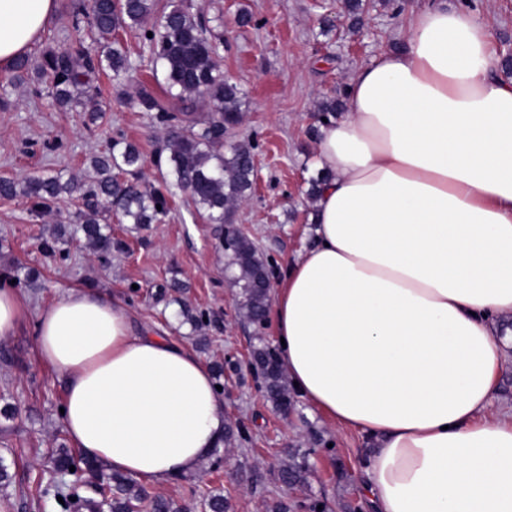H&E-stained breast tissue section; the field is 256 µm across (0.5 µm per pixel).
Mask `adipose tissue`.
<instances>
[{
  "label": "adipose tissue",
  "mask_w": 512,
  "mask_h": 512,
  "mask_svg": "<svg viewBox=\"0 0 512 512\" xmlns=\"http://www.w3.org/2000/svg\"><path fill=\"white\" fill-rule=\"evenodd\" d=\"M57 0H0V69ZM321 128L317 244L278 280L280 362L312 410L375 440L372 512H512V418L491 412L512 316V79L467 7L410 11ZM72 444L152 485L223 447L224 395L184 343L136 331L117 299L69 290L36 315Z\"/></svg>",
  "instance_id": "adipose-tissue-1"
}]
</instances>
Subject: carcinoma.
Here are the masks:
<instances>
[{"instance_id": "carcinoma-1", "label": "carcinoma", "mask_w": 512, "mask_h": 512, "mask_svg": "<svg viewBox=\"0 0 512 512\" xmlns=\"http://www.w3.org/2000/svg\"><path fill=\"white\" fill-rule=\"evenodd\" d=\"M346 16L351 29L363 27L368 4L364 0H345ZM157 0H72L68 24L76 33L68 50L57 54L47 50L44 63L32 66L29 56L21 57L11 68L0 88L5 90L27 80L33 94L45 86L60 107L75 109L83 101H93L99 90L92 75L110 71L112 81L121 88L126 100L144 112L165 131V149L169 155H156V163L169 166L173 183L160 187L139 181L137 173L143 155L139 146L118 135L108 150L95 155L92 167L96 177L78 185L62 174H45L19 184L0 179V196L22 197L31 210H49L65 197L78 195L84 208L77 212L68 229L45 240L42 249L52 255L67 256L68 246L80 241L102 261L112 253V237L105 233L106 224L116 213L126 224L143 226L161 222L169 212L171 187L187 193L197 213L210 224H230L234 208L253 191L254 146L240 142L224 150V130L235 126L246 103V93L235 81L224 76L216 58L221 38L190 10L185 0H170L167 9L153 24ZM136 31L147 45L155 63L162 68L167 84L165 96H157L141 83L129 80L131 63L119 31ZM152 37H147V33ZM346 92L322 100L315 113L317 122L336 115L344 107ZM212 105V112L201 119L196 115V100ZM161 208H156V205ZM224 249V269L230 282L240 288L244 319L253 326L265 323L269 291L265 286L268 267L253 242L234 231ZM254 370L261 378L267 399L280 411L288 410L293 397L276 350L267 344L252 349ZM310 451L289 454L288 463L280 467L279 479L296 487L307 484ZM54 471L73 477L69 485L49 484L43 496L62 497L57 504L61 512H188L176 508L163 497L146 500L143 488L134 479L108 473L103 465L87 457L75 458L67 448H58L50 458ZM75 467L70 471L69 467ZM205 512H230L228 498L221 492L208 495L201 504Z\"/></svg>"}]
</instances>
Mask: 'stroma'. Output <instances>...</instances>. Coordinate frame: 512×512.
<instances>
[{
  "mask_svg": "<svg viewBox=\"0 0 512 512\" xmlns=\"http://www.w3.org/2000/svg\"><path fill=\"white\" fill-rule=\"evenodd\" d=\"M426 0H369L361 32L348 27L341 0H191L194 12L223 34L217 62L241 85L247 98L240 123L227 143H255L259 179L235 213L259 255L277 274L315 243L313 207L306 195L318 133L313 120L317 104L346 87L355 71L395 42L406 13ZM70 0H58L57 11L28 54L41 63L46 49L67 48L72 34L66 15ZM485 18L496 51L512 39V0H469ZM256 23L242 27L241 12ZM103 109L73 110L48 96H35L30 85L9 88V107H0V177L62 173L90 182L91 159L105 151L117 134L138 143L144 154L140 178L158 185L155 163L163 130L150 113L130 105L111 77L96 75ZM75 202L58 204L42 215L31 213L24 198H0V281L17 265L40 273L36 285L19 288L27 314L12 335L0 336V396L14 405L13 419L0 416V459L12 480L0 487V512H59L42 502V490L53 475L47 455L68 443L60 419L65 390L60 374L43 365L36 353L35 313L73 288H90L129 307L138 330L182 340L207 364L232 360L220 383L224 417L229 426L245 424L246 436L231 443L226 469L203 461L197 472L179 474L161 486H147L149 496L181 504L218 491L229 497L234 512H268L273 500L302 503L320 500L326 512H347L365 504L362 472L370 443L354 430L337 428L295 399L281 412L266 399L249 366L258 340L275 342L272 323L244 325L236 290L224 276V253L216 225L207 223L177 195L165 221L138 229L111 221L113 240L123 248L99 261L83 243L70 247L67 259L45 254L42 243L69 224ZM205 313L200 329L181 322V305ZM310 449L308 484L287 488L278 470L289 450Z\"/></svg>",
  "mask_w": 512,
  "mask_h": 512,
  "instance_id": "stroma-1",
  "label": "stroma"
}]
</instances>
